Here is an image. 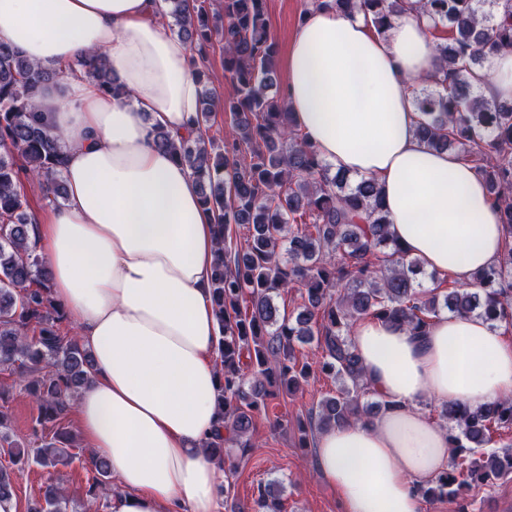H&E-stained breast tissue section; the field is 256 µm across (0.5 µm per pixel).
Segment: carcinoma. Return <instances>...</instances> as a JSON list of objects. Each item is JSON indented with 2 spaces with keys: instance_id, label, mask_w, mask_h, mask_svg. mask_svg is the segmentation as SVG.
<instances>
[{
  "instance_id": "carcinoma-1",
  "label": "carcinoma",
  "mask_w": 512,
  "mask_h": 512,
  "mask_svg": "<svg viewBox=\"0 0 512 512\" xmlns=\"http://www.w3.org/2000/svg\"><path fill=\"white\" fill-rule=\"evenodd\" d=\"M167 15L199 61L192 74L203 82L204 63L222 44L224 72L232 88L221 100L201 91L194 124L198 136L172 141L164 131L156 145L195 176L201 202L216 227L211 301L221 330L219 422L224 434L207 444L226 464L254 447L255 415L274 392L291 394L307 376L296 345L315 344L321 371L341 381L336 394L300 425L307 436L369 417L391 403L364 401L368 384L350 331L358 319L393 322L421 336L442 312L479 315L512 324V102L487 98L471 82L491 58L512 49V0H418L429 27H447L452 42L436 44L439 75L421 80L416 105L421 142L435 150L457 149L484 177L508 240L494 266L473 274L474 287L441 293L416 285L420 262L391 237L380 192L371 178L335 170L295 129L284 91L277 87V46L269 34L265 0H167ZM405 0H313L344 14L362 13L377 33L389 27ZM75 66L100 90L125 95L112 68L96 54ZM58 76L31 64L0 39V400L14 385L36 403L33 445L11 439L0 411V441L14 465L32 461L45 469L65 464L80 448L67 426L75 397L91 381L93 356L63 327L66 310L51 297L43 262L30 245L35 218L23 180L42 184L45 199H65V156L34 102L39 83ZM230 116L232 139L217 146L209 120L217 107ZM247 229L243 242L236 230ZM300 291L301 311L280 315L275 298ZM448 469L420 489L425 499L462 497L512 476V444L493 448V434L512 430V395L474 409L447 403ZM229 448H224V445ZM92 486L107 484L111 466L91 458ZM15 496L9 468L0 466V502ZM69 499L52 479L28 512H68ZM254 512H285L273 487H262Z\"/></svg>"
}]
</instances>
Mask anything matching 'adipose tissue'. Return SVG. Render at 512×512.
<instances>
[{"label":"adipose tissue","instance_id":"1","mask_svg":"<svg viewBox=\"0 0 512 512\" xmlns=\"http://www.w3.org/2000/svg\"><path fill=\"white\" fill-rule=\"evenodd\" d=\"M165 0H0V38L60 71L35 100L65 145L68 198L32 239L53 298L94 356L75 406L93 457L121 490L112 512H217L224 471L205 445L218 427L219 329L210 300L217 240L191 171L154 143L194 129L200 85L191 49L162 23ZM97 51L127 91L103 94L74 62ZM438 66L412 9L378 35L363 14L310 9L285 54L294 126L334 168L375 179L390 232L429 272L472 282L505 232L486 183L457 154L419 140L416 86ZM472 82L512 101V51ZM505 324L442 315L426 335L357 320L369 384L392 400L368 422L319 434L315 464L341 512H421L419 488L447 469L448 430L419 404L474 407L512 395Z\"/></svg>","mask_w":512,"mask_h":512}]
</instances>
